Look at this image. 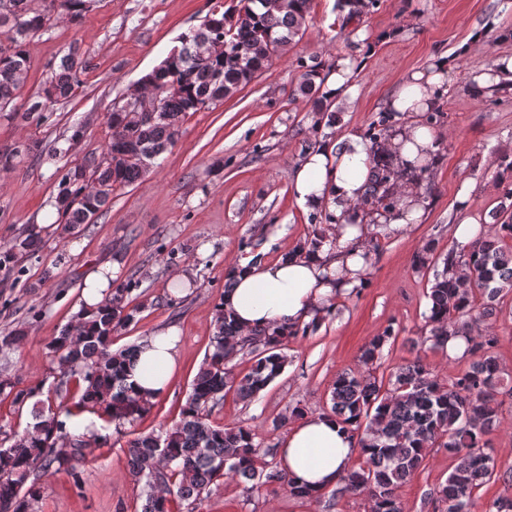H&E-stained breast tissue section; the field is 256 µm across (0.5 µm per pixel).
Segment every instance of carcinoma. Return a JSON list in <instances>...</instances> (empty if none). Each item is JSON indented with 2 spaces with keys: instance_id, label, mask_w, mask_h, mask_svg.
I'll list each match as a JSON object with an SVG mask.
<instances>
[{
  "instance_id": "1",
  "label": "carcinoma",
  "mask_w": 512,
  "mask_h": 512,
  "mask_svg": "<svg viewBox=\"0 0 512 512\" xmlns=\"http://www.w3.org/2000/svg\"><path fill=\"white\" fill-rule=\"evenodd\" d=\"M311 0H283L277 12L266 0H243L236 16L219 11L209 14L203 27L182 35L181 46L166 69L156 76L160 88L158 109L149 122L128 118L125 106L107 115L110 130L101 152H88L59 169L57 192L51 206L64 239L84 224L97 221L118 186L133 184L147 172L150 161L173 145L186 113L205 109L249 83L291 44L305 24ZM11 9L0 12V112L16 98L30 67L32 39L60 20L76 22L91 10V0H10ZM219 43L223 49L201 56L198 43ZM87 58L78 43L70 45L58 71L45 83L24 111L13 117L24 123L42 122L54 106L75 93L78 75ZM301 89L317 93L324 84L321 63L300 59ZM394 113L383 112L364 137L371 143V174L365 183L364 204L374 212L400 205L394 184L402 179L416 183L428 170L420 155L407 169L396 165L382 150L389 138ZM84 135L76 126L68 146L44 151L38 140L26 141L0 153V168L7 170L23 156L49 161L67 156ZM97 186L94 196L83 195L85 176ZM495 224L487 236L461 254L449 251L443 269L434 270L427 299L429 334L415 345L438 348L445 340L469 337L462 358L465 369L446 383L418 357L405 361L388 379L373 373L384 345L396 340L392 327L374 336L362 349L357 367L336 376L329 402L322 413L335 418L360 448L359 463L344 478L343 493L367 496L366 512H404L398 490L424 464L434 448L454 459L446 481L429 494L428 503L443 512H476L478 490L499 474L495 458L487 451L488 436L499 426L502 370L493 353L496 337L488 330L471 331L496 316L501 300L512 293V188L494 213ZM40 231L26 228L11 243L0 247V268L17 265L18 257L36 256ZM468 270V282L454 277L452 268ZM139 282L129 280L111 289L91 315L80 312L54 337L51 348L59 359L63 377L48 390L46 399L33 407L34 423L24 434L0 439V512H30L38 489L31 478L38 473L66 472L88 459L89 439L70 422L92 413L103 428L133 424L150 412L126 382V363L134 357L131 346L112 351V334L135 321L142 305L131 292ZM316 317L302 327L281 326L272 332L244 334L235 320L215 306L212 321L213 350L191 384L180 419L158 434L136 435L125 441L128 473L142 484V512H195L211 487L231 479L259 488L280 484L299 499L320 496L297 484L280 468L278 448L256 443V433L243 425H217L212 407L235 391L249 401L285 369L284 349L298 333L317 329ZM249 357L251 366L242 376L229 366L234 355ZM481 512H512V493L504 492L482 506Z\"/></svg>"
}]
</instances>
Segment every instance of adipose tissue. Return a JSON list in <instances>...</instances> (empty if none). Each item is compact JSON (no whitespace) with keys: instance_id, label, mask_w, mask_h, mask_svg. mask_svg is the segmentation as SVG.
Listing matches in <instances>:
<instances>
[{"instance_id":"1","label":"adipose tissue","mask_w":512,"mask_h":512,"mask_svg":"<svg viewBox=\"0 0 512 512\" xmlns=\"http://www.w3.org/2000/svg\"><path fill=\"white\" fill-rule=\"evenodd\" d=\"M452 64L447 55L432 56L425 69L404 76L389 102L393 112H428L446 91L445 78ZM398 161H414L418 152L435 160L438 136L428 126H398L385 143ZM370 174L368 151L360 138L345 146L327 142L308 153L294 169L291 188L304 209H326L335 218L327 243L313 253L270 262L234 260L235 283L224 294V309L231 312L242 332L272 331L284 322L304 323L321 316L336 299L361 282L374 261L365 242L370 223L388 231H403L420 223L428 206L419 186L405 181L397 186L400 208L369 213L362 205L363 186ZM139 362L129 380L148 401H156L170 387L180 364L179 334L165 327L140 339ZM359 454L356 439L335 419L310 414L294 418L281 440L278 461L299 483L321 493L342 485Z\"/></svg>"}]
</instances>
